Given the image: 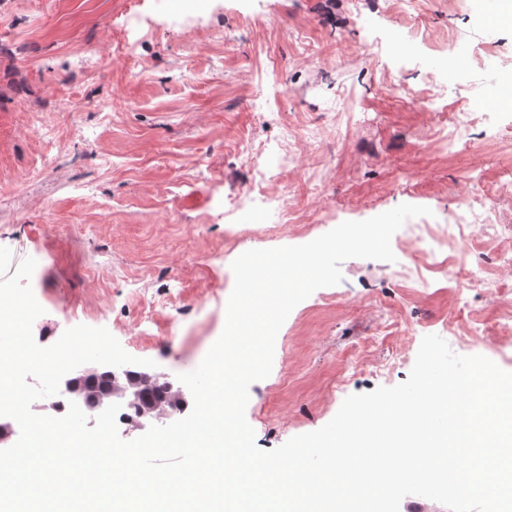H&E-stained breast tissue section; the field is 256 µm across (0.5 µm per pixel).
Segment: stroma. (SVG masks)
<instances>
[{
	"mask_svg": "<svg viewBox=\"0 0 512 512\" xmlns=\"http://www.w3.org/2000/svg\"><path fill=\"white\" fill-rule=\"evenodd\" d=\"M0 0V246L33 258L44 309L33 333L52 345L72 326L107 328L132 356L170 377L201 363L225 325L232 262L250 249L302 245L345 221L401 204L453 216L490 202L512 226V108L450 150L431 140L446 114L492 104L512 75V28L490 26L477 0ZM138 13L147 36L127 25ZM470 42L479 75L435 88L440 56ZM39 113L33 128L30 113ZM292 133L287 152L279 146ZM251 140L278 171L265 183L296 221L272 237L224 246L225 211L256 179ZM395 262L350 258L342 280L283 324L271 374L251 384L246 419L275 449L318 430L344 399L407 380L424 336L512 372V237H482L495 292L471 286L469 248L453 282L402 287Z\"/></svg>",
	"mask_w": 512,
	"mask_h": 512,
	"instance_id": "obj_1",
	"label": "stroma"
}]
</instances>
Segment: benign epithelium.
I'll return each mask as SVG.
<instances>
[{"label":"benign epithelium","mask_w":512,"mask_h":512,"mask_svg":"<svg viewBox=\"0 0 512 512\" xmlns=\"http://www.w3.org/2000/svg\"><path fill=\"white\" fill-rule=\"evenodd\" d=\"M104 370L110 375L111 383L99 388L92 383V379ZM161 380L174 393L177 401L186 402L185 391L181 385L155 369L135 365L114 368L85 364L63 378L60 396L66 402H76L89 416L91 426L95 424V417L108 405L135 404L139 410L128 419L126 431L137 432L152 425H165L171 419L169 410L150 404L142 398V387L145 384Z\"/></svg>","instance_id":"1"}]
</instances>
